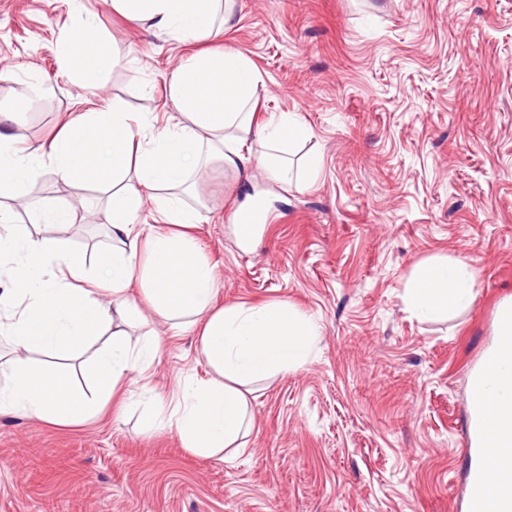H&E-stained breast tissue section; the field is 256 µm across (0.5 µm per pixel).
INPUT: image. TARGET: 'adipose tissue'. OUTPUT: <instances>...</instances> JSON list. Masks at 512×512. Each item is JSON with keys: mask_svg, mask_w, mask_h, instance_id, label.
<instances>
[{"mask_svg": "<svg viewBox=\"0 0 512 512\" xmlns=\"http://www.w3.org/2000/svg\"><path fill=\"white\" fill-rule=\"evenodd\" d=\"M69 6L71 25L58 41L62 73L75 85L98 87L111 61L107 38L84 0H69ZM112 7L129 25L149 26L178 42L223 40L234 18L229 0H112ZM264 87L260 70L244 54L203 51L166 80V100L180 114L173 124L116 102L69 115L52 138L26 144L12 132L17 113L0 111V194L41 174L112 191L108 246L91 270L83 253L51 232L75 223L68 203L31 202L30 224L23 228L0 210V273L14 284L0 295V337L15 352L0 362V413L79 425L125 389L131 371L151 367L160 357L159 335L135 340L129 333L142 317L130 295L137 285L170 330L197 332L199 356L211 372L205 380L182 379L174 403L154 398L145 428L175 429L185 448L207 458L238 447L247 426L246 386L302 367L318 329L285 304L218 305L215 267L189 233L201 213L178 189L204 161L244 176L258 163L278 184L314 177L317 160L299 171L285 154L288 143L311 138L305 123L288 113L263 125L253 122ZM252 141L262 148L259 157L243 151ZM151 200L162 221L140 223ZM474 288L464 263L429 261L419 265L404 302L419 317L434 319L472 301ZM495 322L498 348L484 361L492 375L471 392L476 413L489 411L497 420L485 437L491 470L500 449L512 448V407L501 405L512 397V380L500 379L502 371L512 372V302L500 306ZM88 351L93 385L85 391L66 364Z\"/></svg>", "mask_w": 512, "mask_h": 512, "instance_id": "adipose-tissue-1", "label": "adipose tissue"}]
</instances>
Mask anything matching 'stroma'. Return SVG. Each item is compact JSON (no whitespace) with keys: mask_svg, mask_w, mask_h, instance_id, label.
<instances>
[{"mask_svg":"<svg viewBox=\"0 0 512 512\" xmlns=\"http://www.w3.org/2000/svg\"><path fill=\"white\" fill-rule=\"evenodd\" d=\"M85 4L120 58L99 90L62 75L67 0H0V110L22 112L24 142L115 100L166 112L167 75L199 49L128 26L111 0ZM235 13L222 46L265 76L255 123L309 126L288 157L317 158V175L284 186L208 164L185 200L207 217L193 234L219 303L293 307L319 330L312 353L252 385L243 446L219 462L143 428L153 394L208 376L194 334L149 314L131 333L156 330L161 359L98 417L0 414V512H467L484 466L469 385L512 300V0H236ZM257 196L269 220L243 247L231 219ZM33 198L100 219L107 205L45 175L0 206L23 224ZM431 259L463 261L477 288L428 321L403 296Z\"/></svg>","mask_w":512,"mask_h":512,"instance_id":"1","label":"stroma"}]
</instances>
